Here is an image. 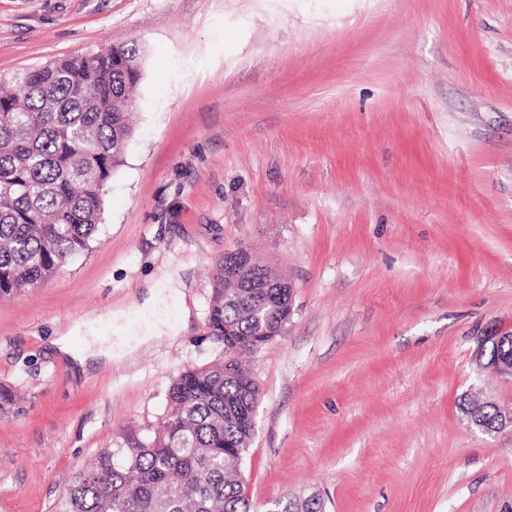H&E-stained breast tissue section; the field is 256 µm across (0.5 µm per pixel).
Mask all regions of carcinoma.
<instances>
[{"label":"carcinoma","instance_id":"carcinoma-1","mask_svg":"<svg viewBox=\"0 0 512 512\" xmlns=\"http://www.w3.org/2000/svg\"><path fill=\"white\" fill-rule=\"evenodd\" d=\"M131 40L26 70L0 92V297L41 285L89 249L103 214L105 186L132 135L128 110L140 80ZM207 326L218 339L248 342L276 322L270 288L224 298V259L215 263ZM512 353V335L487 341L485 361ZM243 370L224 363L187 369L166 398L173 411L155 438L106 448L76 473L59 512H251L240 474L251 439L228 405L250 401ZM465 414L500 425L494 404L469 395Z\"/></svg>","mask_w":512,"mask_h":512}]
</instances>
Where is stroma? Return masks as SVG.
I'll list each match as a JSON object with an SVG mask.
<instances>
[{
    "mask_svg": "<svg viewBox=\"0 0 512 512\" xmlns=\"http://www.w3.org/2000/svg\"><path fill=\"white\" fill-rule=\"evenodd\" d=\"M131 40L97 239L0 300V512H55L100 451L154 436L182 371L223 361L213 266L241 248L294 287L241 359L254 512H512V428L459 409L478 383L512 411V377L472 362L512 334V0H0L4 80ZM87 315L103 346L168 329L80 367L51 341Z\"/></svg>",
    "mask_w": 512,
    "mask_h": 512,
    "instance_id": "35a3bbf8",
    "label": "stroma"
}]
</instances>
